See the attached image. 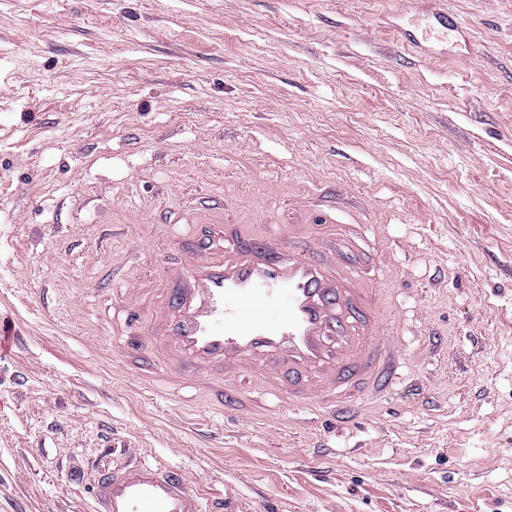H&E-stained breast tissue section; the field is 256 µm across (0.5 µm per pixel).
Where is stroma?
<instances>
[{
	"mask_svg": "<svg viewBox=\"0 0 512 512\" xmlns=\"http://www.w3.org/2000/svg\"><path fill=\"white\" fill-rule=\"evenodd\" d=\"M446 3L478 56L392 0H0V512L131 455L211 512H512V0ZM197 224L378 265L403 383L341 433L248 369L247 417L158 395L118 345Z\"/></svg>",
	"mask_w": 512,
	"mask_h": 512,
	"instance_id": "35a3bbf8",
	"label": "stroma"
}]
</instances>
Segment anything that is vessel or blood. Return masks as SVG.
<instances>
[{
    "instance_id": "1",
    "label": "vessel or blood",
    "mask_w": 512,
    "mask_h": 512,
    "mask_svg": "<svg viewBox=\"0 0 512 512\" xmlns=\"http://www.w3.org/2000/svg\"><path fill=\"white\" fill-rule=\"evenodd\" d=\"M439 0H403L435 27L457 29ZM173 286L147 333L167 348L166 395L185 382L225 397L224 376L245 367L300 400L330 404L344 417L351 402L390 387L405 356L379 321L376 288L356 253L300 251L276 230L255 238L248 226L206 225L168 269ZM93 512H204L201 494L168 467L127 461L104 468Z\"/></svg>"
}]
</instances>
